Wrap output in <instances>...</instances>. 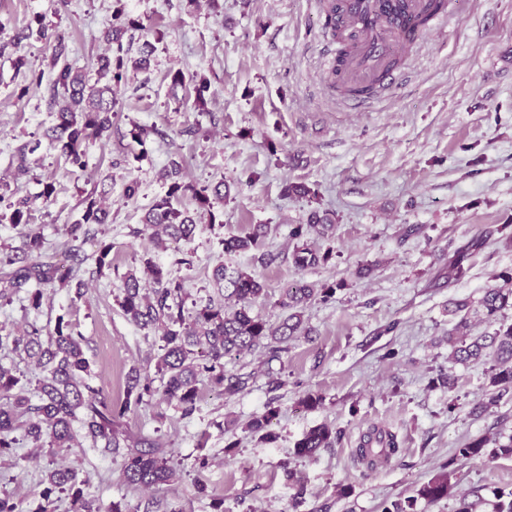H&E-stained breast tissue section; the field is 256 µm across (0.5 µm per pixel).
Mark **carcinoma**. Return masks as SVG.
I'll list each match as a JSON object with an SVG mask.
<instances>
[{"label": "carcinoma", "mask_w": 512, "mask_h": 512, "mask_svg": "<svg viewBox=\"0 0 512 512\" xmlns=\"http://www.w3.org/2000/svg\"><path fill=\"white\" fill-rule=\"evenodd\" d=\"M123 16L121 4H116L112 20L103 30L104 40L117 43L122 50L123 28L115 21ZM35 39L54 44L52 59L53 104L56 123L45 136L60 154L73 166L87 167L83 160L89 142L109 137L115 100L112 83L123 79L125 68L121 55L104 54L97 59V79L90 81L86 73L73 66L66 55L62 39L46 25L40 16L33 17L13 37V45ZM167 177L172 180L166 196L153 202L144 215L143 224L150 241L157 249L165 250L170 241H189L194 235L198 218L208 214L215 220L214 203L224 201L219 183L214 187H198L186 183L181 177V166L174 162ZM100 197L84 200L82 214L68 228L70 244L65 256L72 260L78 254L74 242L88 240L95 225L107 223L108 213L102 208ZM190 196L196 209H178L172 199ZM9 221L22 227L21 245L0 247V298H9L26 292L28 308H41L45 288L75 287L81 295L82 284H73L74 267L57 261V252H49L44 234L30 225L28 202L21 200L11 205V212L0 213V223ZM327 235L330 225L319 212L311 213L309 223L296 224L289 236L295 241L292 263L299 270L326 263L332 257V248L320 252L311 248L307 236L312 230ZM267 225L256 224L243 235L224 239V251H257L264 246ZM486 244V239L475 238L458 249L448 261V279L459 281L469 270L466 261L470 251ZM110 243L102 242L92 255L97 270L112 267ZM503 285L483 291L476 301H456L450 315L457 318L448 331V359L454 364L468 366L492 360L490 389L472 413H482L500 404L512 401V324L500 316L512 308V272L499 275ZM215 288L221 299H213L192 311L185 309L186 293L183 283L169 277L168 271L152 258L143 260L142 275L130 270L121 277L119 306L126 317L139 329L160 333L159 353L155 369L160 387L138 367L126 375L124 399L112 401L99 397V392L88 383L91 368L83 351L84 338L75 332L72 323L60 316L54 330L42 334L33 326L22 332L0 335V350L8 349L34 367L33 376L27 378L0 365V457L11 455L20 441H31L37 448L48 447L57 455L72 448L82 447V441L93 446L103 444L109 454L122 458V478L131 488H158L173 481L175 470L168 451L159 445L147 443L123 429L121 420L131 408L147 404L161 394L168 405L187 418L195 412L200 397L199 384L220 389L230 399L244 392L252 383L250 373L230 372L224 359H235L258 348L267 350L269 360L281 359L288 352V344L301 335L309 334L304 325L303 310L313 300L327 302L336 294L332 285L298 284L285 290L280 307L285 316L272 325L252 313L254 303L265 295V284L256 276L224 264L213 270ZM478 320L498 328L479 336L471 335L472 322ZM278 409L267 405V411L254 417L247 425L260 441L272 443L273 432L267 430ZM336 433L326 425L317 426L297 441L294 455L311 458L321 448H329ZM398 451L397 437L392 432L374 427L360 437L356 455L370 465L388 461ZM512 458V435L502 440L500 435H480L467 440L459 448L456 459L496 460ZM454 461L441 467L440 473L422 484L416 494L399 499L383 507L382 512H416L417 502H436L448 497ZM70 467L60 466L49 471L41 503L33 512H57L62 497L70 499V512H101L95 500L87 497ZM491 512H512V488L492 491Z\"/></svg>", "instance_id": "cac0c4a2"}]
</instances>
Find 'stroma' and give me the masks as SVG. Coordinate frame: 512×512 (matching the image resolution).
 I'll list each match as a JSON object with an SVG mask.
<instances>
[{
  "instance_id": "obj_1",
  "label": "stroma",
  "mask_w": 512,
  "mask_h": 512,
  "mask_svg": "<svg viewBox=\"0 0 512 512\" xmlns=\"http://www.w3.org/2000/svg\"><path fill=\"white\" fill-rule=\"evenodd\" d=\"M454 2L447 31L422 37L399 84L358 104L331 86L325 69L337 43L324 34V0H200L195 7L187 0H123L134 21L122 37L126 77L115 89L112 134L87 146L81 171L43 138L55 121L52 47L10 42L33 16H43L62 33L70 62L95 77L113 0H0V201L28 200L31 224L55 248L94 188L105 187L109 210L97 241L84 246L83 296L48 291L37 312L21 296L0 299L1 329L34 324L49 332L66 316L84 338L91 385L114 399L123 395L130 368L155 372L157 336L131 323L118 302L123 274L144 258L183 280L192 301L212 292L217 264L253 273L268 291L253 311L272 323L284 315L279 300L288 283L336 288L329 302L308 304L311 333L292 341L281 361L258 349L226 363V370L254 373L244 393L227 400L202 388L188 418L163 402L128 413L129 431L171 449L179 476L170 489L128 488L120 459L94 448L58 456L26 444L0 458V490L31 512L46 472L65 465L105 510L119 501L130 512H158L156 501L176 496L185 512H211L196 493L200 479L223 498L224 512H382L383 503L413 495L438 474L469 438L512 435V402L471 413L484 396L487 365L448 361L449 301L477 299L498 274L512 271V245L496 233L512 224V0ZM145 53L149 68L135 69ZM20 54L26 64L19 68ZM37 73L42 83L30 88ZM176 73L184 82L210 79L205 109L186 97L184 82L173 83ZM136 128L144 140L133 138ZM34 140L41 146L19 172L16 152ZM175 161L185 181L223 182L230 193L215 204V219L198 221L191 241L162 251L143 234L142 218L166 195L165 173ZM133 181L139 191L129 199L124 190ZM49 182L56 192L47 200L41 192ZM289 183L312 193L286 196ZM314 211L333 229L330 238L309 240L335 255L299 270L289 231ZM254 224L268 227L271 265L254 251L224 250V238ZM479 235L488 241L471 254L466 277L449 281L454 249ZM101 239L113 249L111 269L100 274L89 256ZM276 372L282 384L274 389ZM442 374L454 378V388L438 385ZM308 391L323 395L322 407L300 405ZM270 403L279 409L271 423L277 440L264 445L247 424ZM322 424L338 433L332 447L296 457L295 443ZM373 425L395 433L400 450L369 468L355 448ZM200 455L209 465L197 472L192 464ZM299 483L305 495L298 505ZM511 487L512 459L465 461L450 496L419 501L417 512H454L466 494L483 497L479 512H491L493 489Z\"/></svg>"
}]
</instances>
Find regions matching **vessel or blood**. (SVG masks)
Listing matches in <instances>:
<instances>
[{"label": "vessel or blood", "instance_id": "obj_1", "mask_svg": "<svg viewBox=\"0 0 512 512\" xmlns=\"http://www.w3.org/2000/svg\"><path fill=\"white\" fill-rule=\"evenodd\" d=\"M426 15L435 27L447 22L446 15L431 13L428 0H341L336 25L351 44L341 80L378 92L389 89L398 79L390 59L412 52L420 34L409 24Z\"/></svg>", "mask_w": 512, "mask_h": 512}]
</instances>
